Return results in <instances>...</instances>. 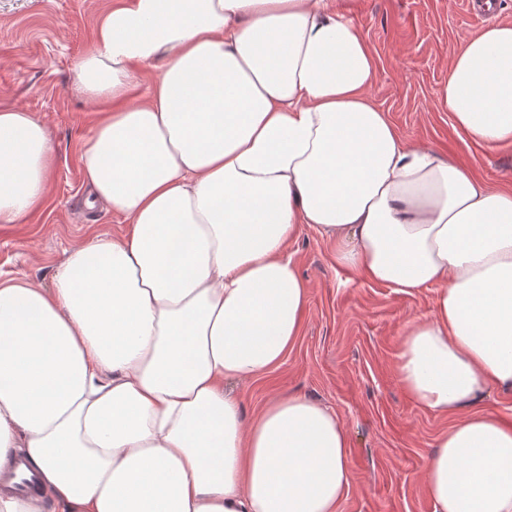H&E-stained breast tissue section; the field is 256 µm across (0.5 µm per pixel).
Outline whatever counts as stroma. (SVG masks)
<instances>
[{
  "label": "stroma",
  "mask_w": 512,
  "mask_h": 512,
  "mask_svg": "<svg viewBox=\"0 0 512 512\" xmlns=\"http://www.w3.org/2000/svg\"><path fill=\"white\" fill-rule=\"evenodd\" d=\"M110 0H0V108L23 107L49 129L55 152L49 194L39 212L0 224V283L51 287L71 249L96 235L125 232L120 215L88 207L80 154L95 115L73 84L94 47V27ZM364 32L378 66L370 89L400 137L466 166L483 183L512 191V145L463 141L439 106L448 55L486 23L468 0H336ZM309 285L301 335L276 369L228 383L246 417L276 395L302 394L345 422L351 485L338 512H434L422 479L452 417L425 412L403 388L395 357L415 316L431 313L434 293L414 295L337 266L335 241L304 227L289 245Z\"/></svg>",
  "instance_id": "1"
}]
</instances>
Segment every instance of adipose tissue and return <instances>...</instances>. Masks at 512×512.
<instances>
[{"label": "adipose tissue", "mask_w": 512, "mask_h": 512, "mask_svg": "<svg viewBox=\"0 0 512 512\" xmlns=\"http://www.w3.org/2000/svg\"><path fill=\"white\" fill-rule=\"evenodd\" d=\"M159 67L129 104L139 68ZM376 59L330 0H119L74 83L97 112L88 201L130 224L0 283V469L17 449L56 512H338V414L302 395L246 418L225 382L279 366L308 285L301 227L337 265L412 295L396 375L453 415L424 469L434 512H512V192L406 144L368 97ZM440 104L469 140L512 144V23L448 56ZM46 125L0 109V224L49 193ZM479 412L497 415L512 423V393L492 391L474 405Z\"/></svg>", "instance_id": "obj_1"}]
</instances>
